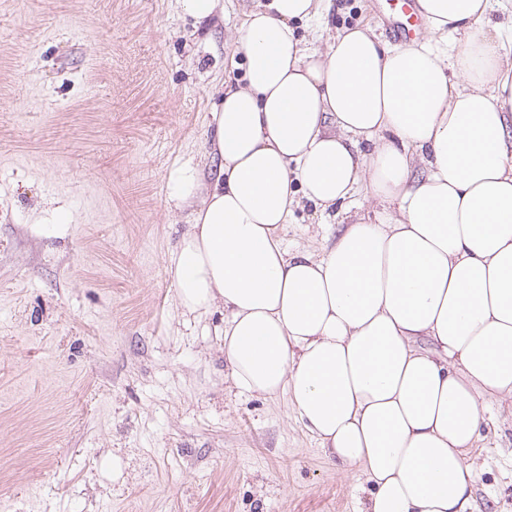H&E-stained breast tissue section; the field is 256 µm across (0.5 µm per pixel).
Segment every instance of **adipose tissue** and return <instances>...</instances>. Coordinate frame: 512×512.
Segmentation results:
<instances>
[{
    "label": "adipose tissue",
    "instance_id": "obj_1",
    "mask_svg": "<svg viewBox=\"0 0 512 512\" xmlns=\"http://www.w3.org/2000/svg\"><path fill=\"white\" fill-rule=\"evenodd\" d=\"M419 3L429 38L350 26L323 52L295 30L319 0L247 15L219 164L171 179L173 199L206 195L167 264L183 309L223 307L235 387L288 395L326 460L368 475V512H474L469 457L490 403L512 401V59L490 0ZM363 187L383 213L322 256L284 249L299 200L325 211Z\"/></svg>",
    "mask_w": 512,
    "mask_h": 512
}]
</instances>
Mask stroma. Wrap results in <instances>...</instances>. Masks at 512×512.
Masks as SVG:
<instances>
[{
    "instance_id": "stroma-1",
    "label": "stroma",
    "mask_w": 512,
    "mask_h": 512,
    "mask_svg": "<svg viewBox=\"0 0 512 512\" xmlns=\"http://www.w3.org/2000/svg\"><path fill=\"white\" fill-rule=\"evenodd\" d=\"M268 0H0V512H364L287 396L237 390L224 313L182 309L166 255L212 167L221 86L246 83L236 31ZM373 0H323L297 28L387 39ZM338 217L301 201L285 248L322 255ZM475 460L479 512H512V405ZM183 12L194 18L196 21H201L210 18L216 9L219 0H177ZM201 179L202 177L198 171H178L177 174L171 179V197L181 202L187 201L199 188Z\"/></svg>"
}]
</instances>
